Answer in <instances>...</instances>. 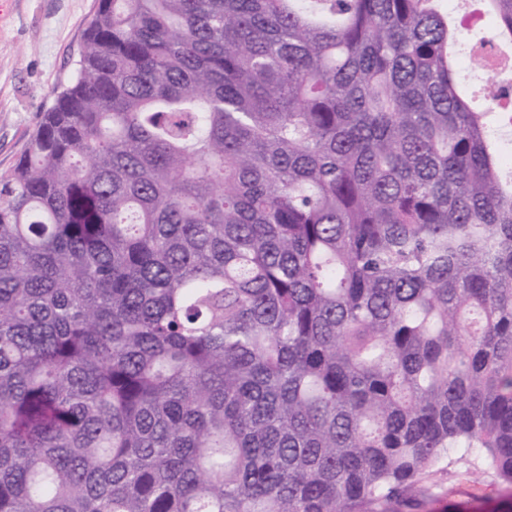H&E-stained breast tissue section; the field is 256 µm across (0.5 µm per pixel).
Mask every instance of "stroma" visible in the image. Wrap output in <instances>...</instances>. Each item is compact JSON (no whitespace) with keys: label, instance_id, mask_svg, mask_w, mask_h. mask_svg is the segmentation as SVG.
I'll use <instances>...</instances> for the list:
<instances>
[{"label":"stroma","instance_id":"35a3bbf8","mask_svg":"<svg viewBox=\"0 0 512 512\" xmlns=\"http://www.w3.org/2000/svg\"><path fill=\"white\" fill-rule=\"evenodd\" d=\"M96 0H0V172L23 154L53 91L79 59ZM419 512H512V486L484 460L451 457L432 477Z\"/></svg>","mask_w":512,"mask_h":512}]
</instances>
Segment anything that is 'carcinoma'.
Instances as JSON below:
<instances>
[{"instance_id": "carcinoma-1", "label": "carcinoma", "mask_w": 512, "mask_h": 512, "mask_svg": "<svg viewBox=\"0 0 512 512\" xmlns=\"http://www.w3.org/2000/svg\"><path fill=\"white\" fill-rule=\"evenodd\" d=\"M97 0L0 172V512H392L512 485V0ZM420 496L417 512H512V486L499 480L483 459L443 460ZM437 492L438 494H431Z\"/></svg>"}]
</instances>
